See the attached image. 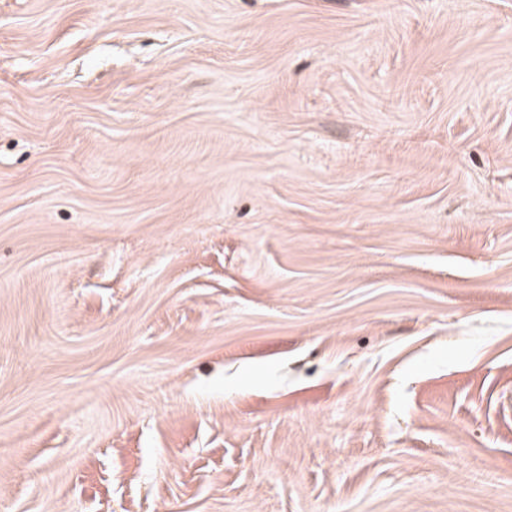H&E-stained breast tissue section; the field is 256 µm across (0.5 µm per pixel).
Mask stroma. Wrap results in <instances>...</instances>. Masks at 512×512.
I'll return each mask as SVG.
<instances>
[{
    "label": "stroma",
    "mask_w": 512,
    "mask_h": 512,
    "mask_svg": "<svg viewBox=\"0 0 512 512\" xmlns=\"http://www.w3.org/2000/svg\"><path fill=\"white\" fill-rule=\"evenodd\" d=\"M0 512H512V0H0Z\"/></svg>",
    "instance_id": "stroma-1"
}]
</instances>
